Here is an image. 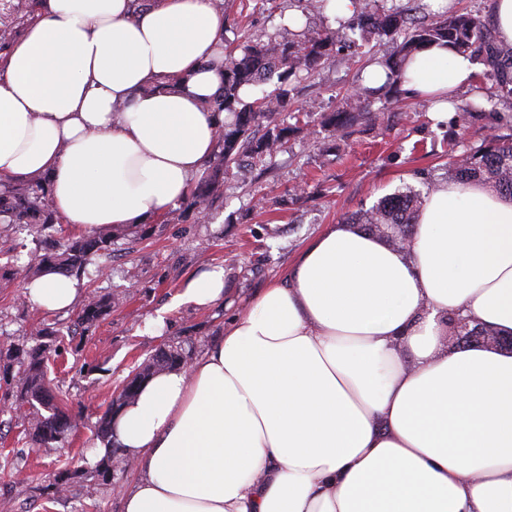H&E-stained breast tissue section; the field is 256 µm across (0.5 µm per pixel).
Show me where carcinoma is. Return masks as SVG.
<instances>
[{
	"mask_svg": "<svg viewBox=\"0 0 512 512\" xmlns=\"http://www.w3.org/2000/svg\"><path fill=\"white\" fill-rule=\"evenodd\" d=\"M413 8L388 7L386 0H364L358 16L357 27H339L322 33L302 30L285 42L271 39L265 43L245 41L239 54H227L224 66V95L209 105L213 112H227L232 121L224 124L219 132L222 150L211 167L205 172L200 184L191 191L192 204L206 210L208 198L220 194L224 173L231 165H240L246 158L262 159L284 148L288 129L280 126L279 117L289 111L291 102V78L304 71L311 77L318 73L328 61L330 51L337 44L351 42L350 34H370L382 40L397 42L396 50L390 55L375 58V63L386 72L385 83L373 90L356 92L358 99L351 112H334L328 122L344 128L360 120H374L365 100L377 92L389 93L399 88L404 81L405 64L413 54L434 44L482 58L488 67L487 77L495 81L499 91L512 95V64L500 57L495 42L480 19L468 13H435L428 18L416 19ZM273 84L269 92L251 102H245L239 89ZM496 94L477 87L473 99L457 106L458 121L462 124L473 114L486 111V105L493 103ZM264 123L266 132L256 137L253 127ZM448 168L454 178L461 182L480 180L497 187L512 196V137L493 135L485 143L468 154L449 155ZM418 200L410 192L386 196L377 206L366 213L361 228L384 236L392 244L409 238ZM55 211L47 193L39 183L27 186H7L0 190V253L14 251L15 243L8 227L21 224L45 246V252L38 255L33 268L34 275L48 271H61L79 275L96 255H103L112 246V240L127 230L125 225L108 226L92 236L75 237L63 243L48 238L46 231L54 226ZM112 309V300H91L85 304L81 318L92 323ZM452 345L457 347L483 346L485 337L496 332L481 325L463 321L457 317L448 321ZM31 335L36 345L13 343L0 349V375L12 392L7 398H15L30 407L41 406L49 415L40 417L31 438L44 448H51L61 440L72 426V416L60 407L57 395L46 381L48 354L58 351L56 342L58 330L44 324L35 326ZM181 354L162 351L139 367L134 376L123 386L116 402L124 404L136 395L138 385L156 372L181 367Z\"/></svg>",
	"mask_w": 512,
	"mask_h": 512,
	"instance_id": "cac0c4a2",
	"label": "carcinoma"
}]
</instances>
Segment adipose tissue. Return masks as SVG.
Listing matches in <instances>:
<instances>
[{
  "label": "adipose tissue",
  "instance_id": "1",
  "mask_svg": "<svg viewBox=\"0 0 512 512\" xmlns=\"http://www.w3.org/2000/svg\"><path fill=\"white\" fill-rule=\"evenodd\" d=\"M224 15L214 0H43L0 61V180L48 176L89 233L168 213L217 149ZM469 56L416 55L404 86L456 94ZM78 279L23 289L65 312ZM184 301L224 298V269ZM512 335V197L448 181L404 248L344 222L302 250L221 339L147 378L112 418L132 460L122 512H512V352L448 348L455 316Z\"/></svg>",
  "mask_w": 512,
  "mask_h": 512
}]
</instances>
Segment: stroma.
<instances>
[{"mask_svg":"<svg viewBox=\"0 0 512 512\" xmlns=\"http://www.w3.org/2000/svg\"><path fill=\"white\" fill-rule=\"evenodd\" d=\"M299 13L296 0H224V46L237 49L242 33L290 39L285 23ZM377 40L351 51L331 52L320 72L294 82V99L305 115L292 125L288 146L266 165L233 170L223 198L207 216L189 203L134 227L115 239L107 257L93 258L79 280L86 298L112 301L111 312L90 324L77 312L60 314L27 303L24 266L36 245L15 229L14 253L0 255V334L32 343V325L64 326L61 356L50 357L47 378L76 423L52 448L31 442L34 409L0 412V512H122L117 488L131 485L134 469L103 478L96 465L64 494H54L64 469L97 441L95 424L147 358L175 349L185 361L204 353L251 299L285 278L300 249L327 225L352 222L385 195L408 188L423 194L428 183L448 180V153L479 147L493 134V114H476L466 125L433 119L424 99H401L397 112L362 121L341 133L324 118L347 108L348 96L373 55ZM224 268V299L209 308L182 302L189 278L208 265ZM162 319V329L152 322Z\"/></svg>","mask_w":512,"mask_h":512,"instance_id":"stroma-1","label":"stroma"}]
</instances>
